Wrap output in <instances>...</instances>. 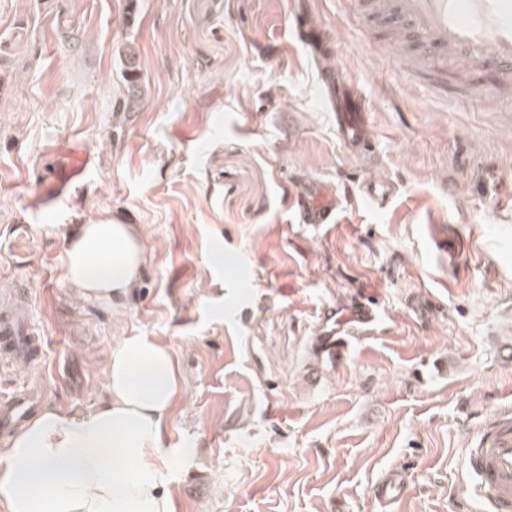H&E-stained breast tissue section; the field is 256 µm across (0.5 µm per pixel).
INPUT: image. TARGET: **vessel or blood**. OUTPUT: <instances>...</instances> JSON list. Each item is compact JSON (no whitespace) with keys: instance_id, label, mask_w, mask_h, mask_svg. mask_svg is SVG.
<instances>
[{"instance_id":"vessel-or-blood-1","label":"vessel or blood","mask_w":512,"mask_h":512,"mask_svg":"<svg viewBox=\"0 0 512 512\" xmlns=\"http://www.w3.org/2000/svg\"><path fill=\"white\" fill-rule=\"evenodd\" d=\"M352 16L374 53L421 85L466 97L469 87L512 89V0H352ZM307 224L332 223V196L302 201ZM26 288L0 311V359L27 363L43 357ZM37 400L18 391L0 400V426L24 421ZM473 492L485 512H512V406L494 410L467 450Z\"/></svg>"}]
</instances>
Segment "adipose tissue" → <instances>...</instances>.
<instances>
[{
	"instance_id": "ef3b65f1",
	"label": "adipose tissue",
	"mask_w": 512,
	"mask_h": 512,
	"mask_svg": "<svg viewBox=\"0 0 512 512\" xmlns=\"http://www.w3.org/2000/svg\"><path fill=\"white\" fill-rule=\"evenodd\" d=\"M147 262L133 224L83 225L64 277L86 302L127 298ZM105 394L89 413L45 407L0 449V512H174L166 474L182 454L163 445L179 400L169 346L123 337L108 358Z\"/></svg>"
}]
</instances>
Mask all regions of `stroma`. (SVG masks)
<instances>
[{"label":"stroma","instance_id":"1","mask_svg":"<svg viewBox=\"0 0 512 512\" xmlns=\"http://www.w3.org/2000/svg\"><path fill=\"white\" fill-rule=\"evenodd\" d=\"M298 13L332 36L370 154L323 105ZM324 192L335 223L300 222L296 196ZM112 219L148 247L117 313L64 277L72 233ZM21 282L45 355L0 363V399L86 413L121 337L169 345L176 512H484L461 487L475 424L512 403V94L436 98L345 0H0V292ZM363 288L374 320L332 357L322 317Z\"/></svg>","mask_w":512,"mask_h":512}]
</instances>
